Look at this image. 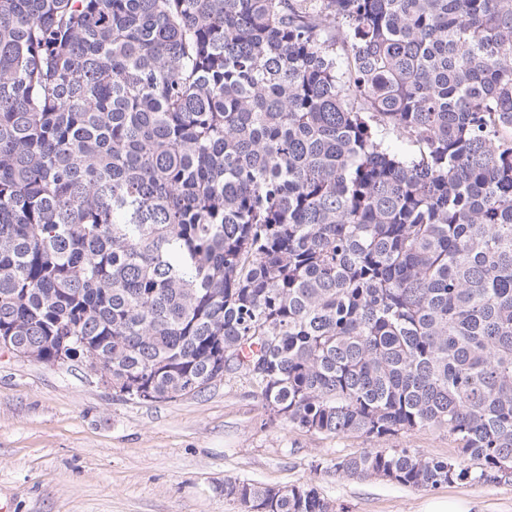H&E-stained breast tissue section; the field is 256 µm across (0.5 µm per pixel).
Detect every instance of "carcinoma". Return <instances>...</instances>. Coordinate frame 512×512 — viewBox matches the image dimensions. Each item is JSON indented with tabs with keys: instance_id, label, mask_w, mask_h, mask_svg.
Segmentation results:
<instances>
[{
	"instance_id": "carcinoma-1",
	"label": "carcinoma",
	"mask_w": 512,
	"mask_h": 512,
	"mask_svg": "<svg viewBox=\"0 0 512 512\" xmlns=\"http://www.w3.org/2000/svg\"><path fill=\"white\" fill-rule=\"evenodd\" d=\"M0 336L127 401L243 371L272 424L458 452L338 474L512 483V0H0Z\"/></svg>"
}]
</instances>
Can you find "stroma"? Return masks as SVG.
<instances>
[{"instance_id":"35a3bbf8","label":"stroma","mask_w":512,"mask_h":512,"mask_svg":"<svg viewBox=\"0 0 512 512\" xmlns=\"http://www.w3.org/2000/svg\"><path fill=\"white\" fill-rule=\"evenodd\" d=\"M455 454L447 434L336 437L269 424L241 373L198 395L127 402L85 365H47L0 348V501L11 512H240L225 478L311 483L342 512H418L432 497L472 512H512V484L456 481L414 489L331 470L366 448Z\"/></svg>"}]
</instances>
